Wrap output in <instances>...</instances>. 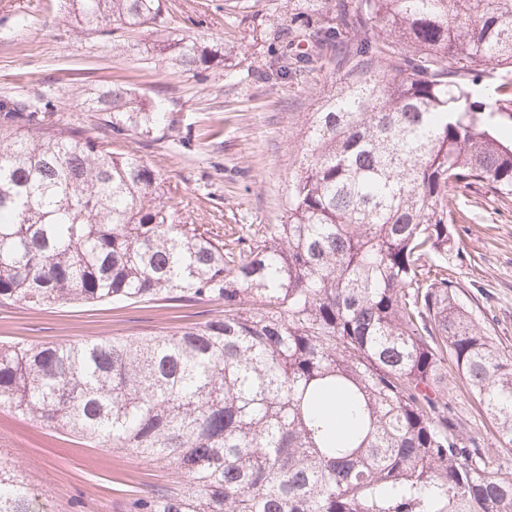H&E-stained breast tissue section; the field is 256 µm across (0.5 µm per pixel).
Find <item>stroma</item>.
<instances>
[{"label": "stroma", "instance_id": "1", "mask_svg": "<svg viewBox=\"0 0 512 512\" xmlns=\"http://www.w3.org/2000/svg\"><path fill=\"white\" fill-rule=\"evenodd\" d=\"M324 0H166L177 34L224 45L230 57L202 73L153 58L154 33L130 45L86 31L71 0H0V102L22 98L48 105L53 123L107 139L166 182L177 222L280 224L288 184L303 156L304 121L340 80L360 68L340 58L356 41L340 30L311 53L305 68L270 74L295 31L324 25ZM124 82L162 101L166 120L153 137L113 136L91 105L110 83ZM455 245L448 277L489 336L512 354V202L473 187L453 202ZM220 307L197 302H105L46 311L0 304V341L69 343L87 338L145 336L208 320ZM448 392L458 414L482 434L493 428L456 370ZM14 465L45 512H125L129 497L167 483L161 465L94 446L38 421L0 410V462Z\"/></svg>", "mask_w": 512, "mask_h": 512}]
</instances>
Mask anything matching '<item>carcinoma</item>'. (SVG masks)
Masks as SVG:
<instances>
[{
  "label": "carcinoma",
  "instance_id": "carcinoma-1",
  "mask_svg": "<svg viewBox=\"0 0 512 512\" xmlns=\"http://www.w3.org/2000/svg\"><path fill=\"white\" fill-rule=\"evenodd\" d=\"M94 32L149 29L196 72L218 51L168 30L165 0H72ZM370 63L306 119L287 219L250 243L179 224L162 176L134 154L0 103V304L195 301L224 316L153 336L0 345V409L161 464L166 486L127 512H512L448 396V363L512 450V355L448 280L452 196L512 201V0H352ZM318 47L336 27L306 29ZM502 83L479 101L481 78ZM103 125L149 138L164 113L124 83ZM0 512H39L16 471Z\"/></svg>",
  "mask_w": 512,
  "mask_h": 512
}]
</instances>
